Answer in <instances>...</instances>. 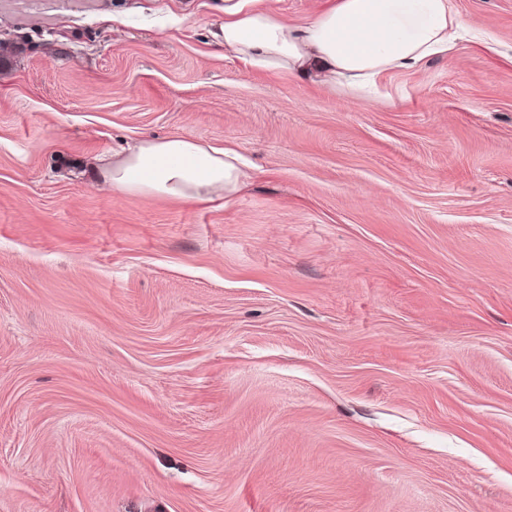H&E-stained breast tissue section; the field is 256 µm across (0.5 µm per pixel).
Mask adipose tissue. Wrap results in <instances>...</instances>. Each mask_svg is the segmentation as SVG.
Returning <instances> with one entry per match:
<instances>
[{"instance_id": "obj_1", "label": "adipose tissue", "mask_w": 512, "mask_h": 512, "mask_svg": "<svg viewBox=\"0 0 512 512\" xmlns=\"http://www.w3.org/2000/svg\"><path fill=\"white\" fill-rule=\"evenodd\" d=\"M222 37L225 56L253 68L373 97L386 73L447 58L457 40H477L481 33L451 0H328L300 25L266 0H237L224 9ZM246 168L231 148L173 135L140 141L97 175L117 191L201 201L235 196L246 183Z\"/></svg>"}]
</instances>
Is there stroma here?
Listing matches in <instances>:
<instances>
[{"label": "stroma", "instance_id": "obj_1", "mask_svg": "<svg viewBox=\"0 0 512 512\" xmlns=\"http://www.w3.org/2000/svg\"><path fill=\"white\" fill-rule=\"evenodd\" d=\"M385 100L225 0H0V512H512V0ZM176 134L229 201L107 188Z\"/></svg>", "mask_w": 512, "mask_h": 512}]
</instances>
